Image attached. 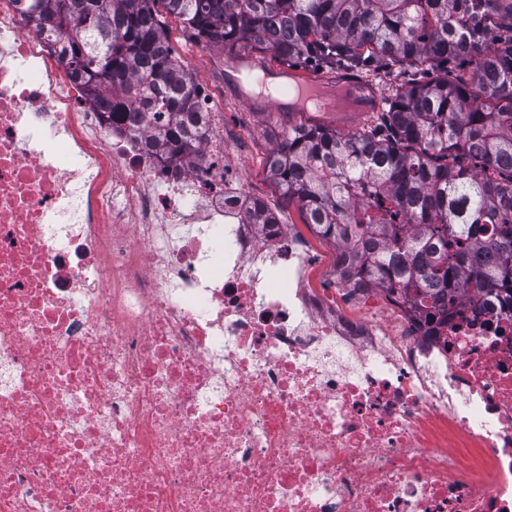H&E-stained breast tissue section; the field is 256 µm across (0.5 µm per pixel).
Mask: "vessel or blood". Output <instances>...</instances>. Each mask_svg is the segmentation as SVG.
I'll return each mask as SVG.
<instances>
[{
    "label": "vessel or blood",
    "instance_id": "vessel-or-blood-1",
    "mask_svg": "<svg viewBox=\"0 0 512 512\" xmlns=\"http://www.w3.org/2000/svg\"><path fill=\"white\" fill-rule=\"evenodd\" d=\"M297 98H280L284 112H371L377 106L371 83L362 79H338L336 85L317 76H307L295 83Z\"/></svg>",
    "mask_w": 512,
    "mask_h": 512
}]
</instances>
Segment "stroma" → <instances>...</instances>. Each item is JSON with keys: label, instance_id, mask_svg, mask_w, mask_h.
I'll list each match as a JSON object with an SVG mask.
<instances>
[{"label": "stroma", "instance_id": "1", "mask_svg": "<svg viewBox=\"0 0 512 512\" xmlns=\"http://www.w3.org/2000/svg\"><path fill=\"white\" fill-rule=\"evenodd\" d=\"M155 10L172 46L182 62L187 63L195 82L223 107L224 132L232 144L229 157L244 172L250 194L263 200L276 212L281 223L294 225L316 254L332 252L333 244L323 240L312 227L304 224L298 206L288 202L282 190L271 181L266 159L290 128L322 124L341 133H352L379 125L378 113L281 112L270 105L257 107L226 85L223 59L228 55L249 57L260 62L264 71L269 73L281 70L280 61L274 59L271 53L252 49L243 43L215 46L196 42L181 21L171 15L163 4H156Z\"/></svg>", "mask_w": 512, "mask_h": 512}]
</instances>
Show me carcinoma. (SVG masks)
Masks as SVG:
<instances>
[{
  "mask_svg": "<svg viewBox=\"0 0 512 512\" xmlns=\"http://www.w3.org/2000/svg\"><path fill=\"white\" fill-rule=\"evenodd\" d=\"M159 1L198 43L244 42L329 74L433 70L397 88L386 135L295 127L268 176L343 246L346 285L397 292L430 324L484 293L512 307V0H30L72 77L106 102L107 127L127 119L150 149L187 157L204 137L196 83ZM452 61L468 78L450 77Z\"/></svg>",
  "mask_w": 512,
  "mask_h": 512,
  "instance_id": "cac0c4a2",
  "label": "carcinoma"
}]
</instances>
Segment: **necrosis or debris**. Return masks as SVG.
<instances>
[{
	"mask_svg": "<svg viewBox=\"0 0 512 512\" xmlns=\"http://www.w3.org/2000/svg\"><path fill=\"white\" fill-rule=\"evenodd\" d=\"M196 109L147 150L0 0V512H512V310L350 315Z\"/></svg>",
	"mask_w": 512,
	"mask_h": 512,
	"instance_id": "4bbe7bcc",
	"label": "necrosis or debris"
}]
</instances>
